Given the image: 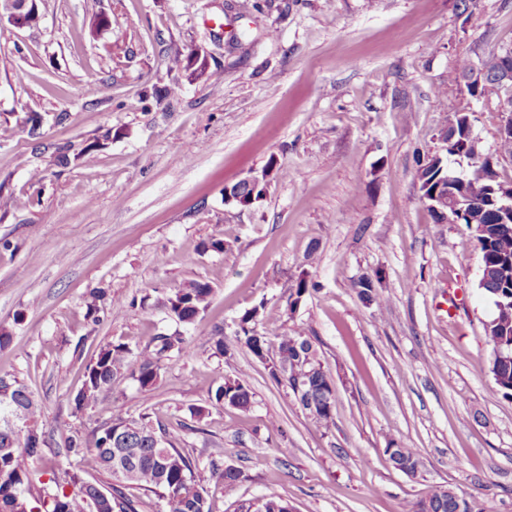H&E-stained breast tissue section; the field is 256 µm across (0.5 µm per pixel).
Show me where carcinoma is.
I'll list each match as a JSON object with an SVG mask.
<instances>
[{
  "instance_id": "cac0c4a2",
  "label": "carcinoma",
  "mask_w": 512,
  "mask_h": 512,
  "mask_svg": "<svg viewBox=\"0 0 512 512\" xmlns=\"http://www.w3.org/2000/svg\"><path fill=\"white\" fill-rule=\"evenodd\" d=\"M512 52V46L491 51L479 60L487 71L488 81L471 96L482 98L506 97L498 71L502 55ZM193 54H177L171 59L174 68L181 69L195 80H211L215 73L201 65L193 67ZM468 134L458 129L453 140L441 145L439 159L434 164L424 161L425 194L434 192L466 193L478 200L483 210L478 223L483 225L476 248L488 270L483 292L495 306H504L494 317L499 322L485 330L492 348L490 371L497 391L512 396V223L498 222V213L505 201L492 190L494 180L487 165L470 164L465 144ZM382 278L364 277L359 280L357 295L364 305L380 306L388 301ZM316 290L310 272L303 269L295 277L288 296V308L295 311L299 302ZM212 285L203 280L180 284L165 296L163 305L175 320L183 325L195 324L204 314L213 295ZM125 303L112 298L104 289L94 291L86 304V316L99 321V313L107 312L118 318ZM236 342L257 359L265 360L270 378L286 388L299 408L307 412L324 428L335 423L336 384L317 359L311 337L298 329L281 330L269 324L258 329L255 311L245 312L237 322ZM190 342L182 333L159 334L137 350L121 340L101 346L85 365L82 386L74 397V414L97 407L120 378L135 382L138 389L153 394L162 381L165 362L173 354H183ZM309 376V396L296 392L294 382ZM254 393L246 381L227 378L209 396V401L227 404L247 411ZM42 407L35 393L15 375H0V507L6 512H138L130 490L154 494L160 512H212L205 487L195 479L196 465L178 448L161 423H155L149 413L137 417L112 413L110 419L88 437L73 436L65 443L67 452L78 458L77 465L61 462L52 467L56 491L49 495V507L35 509L44 500L29 498L37 473L36 465L43 458L45 433L39 425ZM394 469L410 473L420 462L417 449L404 441L390 439L383 448ZM210 475L222 481L224 492L231 494L245 479L243 471L209 462ZM105 473L114 484L104 490L95 475ZM264 512H282L285 497L270 486L262 494ZM410 512H485L483 503L475 498L458 499L453 494L432 490L411 506Z\"/></svg>"
}]
</instances>
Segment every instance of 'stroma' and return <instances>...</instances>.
Returning <instances> with one entry per match:
<instances>
[{
    "instance_id": "obj_1",
    "label": "stroma",
    "mask_w": 512,
    "mask_h": 512,
    "mask_svg": "<svg viewBox=\"0 0 512 512\" xmlns=\"http://www.w3.org/2000/svg\"><path fill=\"white\" fill-rule=\"evenodd\" d=\"M40 13L35 28L0 21V331L12 337L0 372L41 401L51 448L105 419L73 412L94 352L174 332L161 299L203 279L215 293L184 330L190 353L167 361L153 395L118 381L112 407L160 419L198 466L244 471L230 496L205 479L213 512L271 485L296 512H408L438 486L512 512V398L493 387L481 254L463 248L465 225L435 221L417 179L450 113H469L494 152L501 116L468 94L458 63L512 46V0L465 14L458 0H41ZM101 15L111 27L91 34ZM197 50L215 79L170 69ZM34 112L39 125L24 124ZM271 161L258 204L225 202ZM214 235L224 251H201ZM305 267L318 290L286 316ZM375 273L380 308L355 290ZM96 288L124 300L120 318L86 319ZM255 306L313 336L336 384L331 431L237 344ZM229 377L248 381L249 411L210 404ZM193 406L205 413L188 431ZM391 437L418 448L417 476L391 466Z\"/></svg>"
}]
</instances>
